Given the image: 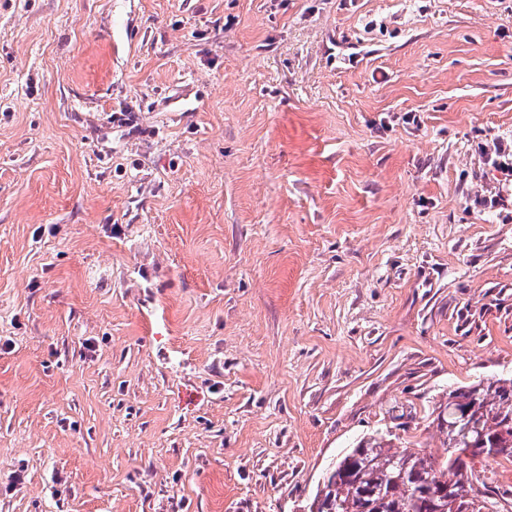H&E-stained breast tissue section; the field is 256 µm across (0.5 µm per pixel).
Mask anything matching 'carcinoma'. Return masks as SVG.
Listing matches in <instances>:
<instances>
[{
  "instance_id": "carcinoma-1",
  "label": "carcinoma",
  "mask_w": 512,
  "mask_h": 512,
  "mask_svg": "<svg viewBox=\"0 0 512 512\" xmlns=\"http://www.w3.org/2000/svg\"><path fill=\"white\" fill-rule=\"evenodd\" d=\"M431 424L447 456L437 460L394 446L391 436L362 437L343 460L344 470L317 490V512H498L496 499L479 496L485 470L475 460H512V378H490L448 392ZM446 491L450 502L438 497Z\"/></svg>"
}]
</instances>
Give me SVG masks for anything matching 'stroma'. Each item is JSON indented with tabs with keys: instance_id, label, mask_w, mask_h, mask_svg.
<instances>
[{
	"instance_id": "obj_1",
	"label": "stroma",
	"mask_w": 512,
	"mask_h": 512,
	"mask_svg": "<svg viewBox=\"0 0 512 512\" xmlns=\"http://www.w3.org/2000/svg\"><path fill=\"white\" fill-rule=\"evenodd\" d=\"M512 377V0H0V512H310Z\"/></svg>"
}]
</instances>
